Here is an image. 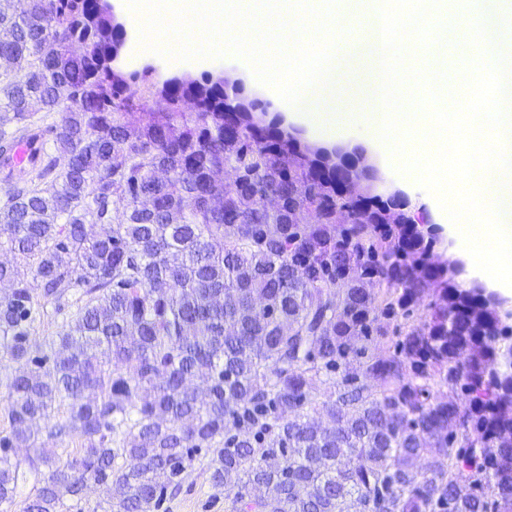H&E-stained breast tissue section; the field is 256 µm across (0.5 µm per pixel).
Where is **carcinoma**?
<instances>
[{
  "label": "carcinoma",
  "instance_id": "obj_1",
  "mask_svg": "<svg viewBox=\"0 0 512 512\" xmlns=\"http://www.w3.org/2000/svg\"><path fill=\"white\" fill-rule=\"evenodd\" d=\"M20 5L0 0V505L31 484L22 512H61L93 482L107 512H158L205 450L229 512H512V326L374 167H336L208 75L122 70L99 0ZM23 140L39 154L6 165ZM74 288L32 344L36 296ZM73 436L72 458L46 447ZM79 297V290H72L69 299L64 302L61 311H56L53 304H48L46 314L40 321H36L31 330V340L33 344L40 345L47 338L55 336L58 326L66 320L72 312L75 311V301Z\"/></svg>",
  "mask_w": 512,
  "mask_h": 512
}]
</instances>
